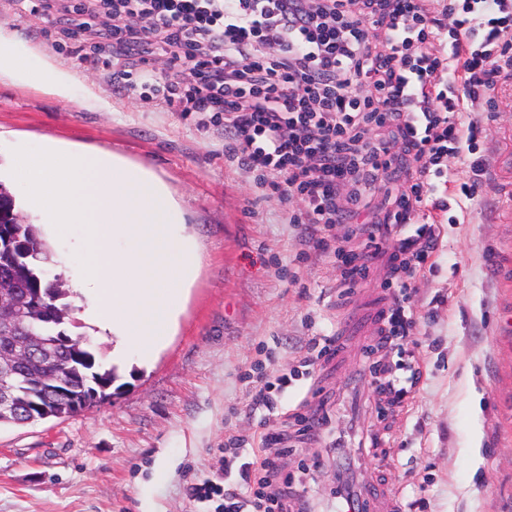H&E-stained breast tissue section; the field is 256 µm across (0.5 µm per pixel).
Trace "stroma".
I'll list each match as a JSON object with an SVG mask.
<instances>
[{
    "label": "stroma",
    "instance_id": "35a3bbf8",
    "mask_svg": "<svg viewBox=\"0 0 512 512\" xmlns=\"http://www.w3.org/2000/svg\"><path fill=\"white\" fill-rule=\"evenodd\" d=\"M0 25L73 77L69 103L0 80V169L45 139L142 164L168 186L200 252L176 332L153 363L119 368L111 398L87 412L0 429V512H201L184 486L212 475L227 438L254 429L241 373L258 362L289 372L309 338L333 334L336 357L293 381L266 415L278 428L313 394L332 411L319 436L280 456L309 512H333L347 468L357 484L394 494L402 512H512V80L473 115L490 160L480 194L459 193L471 176L463 157L444 164L456 204L434 266L415 281L422 378L382 417L365 347L385 268L344 283L290 223L299 199L266 194L255 171L225 158L223 125L199 126L127 92L112 69L78 64L62 46V20L21 19L0 0Z\"/></svg>",
    "mask_w": 512,
    "mask_h": 512
}]
</instances>
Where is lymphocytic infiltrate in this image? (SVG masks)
<instances>
[{
  "instance_id": "lymphocytic-infiltrate-1",
  "label": "lymphocytic infiltrate",
  "mask_w": 512,
  "mask_h": 512,
  "mask_svg": "<svg viewBox=\"0 0 512 512\" xmlns=\"http://www.w3.org/2000/svg\"><path fill=\"white\" fill-rule=\"evenodd\" d=\"M63 9L80 62L98 63L78 39L103 15L113 61L164 56L170 77L140 72L127 91L223 124L226 155L303 203L291 223L311 227L309 248L334 255L344 280L389 256L397 278L380 341L414 342L413 281L436 255L450 207L442 162L470 157V199L490 166L475 154L481 126L463 115L512 79V0H65ZM339 224L353 225L357 249L333 244ZM242 379L254 412L273 410L274 389L288 382L258 364ZM290 436L258 422L225 446L216 480L188 483L186 497L218 501L219 512H295L304 500L268 453Z\"/></svg>"
}]
</instances>
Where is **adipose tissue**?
Listing matches in <instances>:
<instances>
[{
    "instance_id": "1",
    "label": "adipose tissue",
    "mask_w": 512,
    "mask_h": 512,
    "mask_svg": "<svg viewBox=\"0 0 512 512\" xmlns=\"http://www.w3.org/2000/svg\"><path fill=\"white\" fill-rule=\"evenodd\" d=\"M22 79L62 100L71 98V82L49 60L31 65L26 54L19 51L12 36L0 33V76Z\"/></svg>"
}]
</instances>
